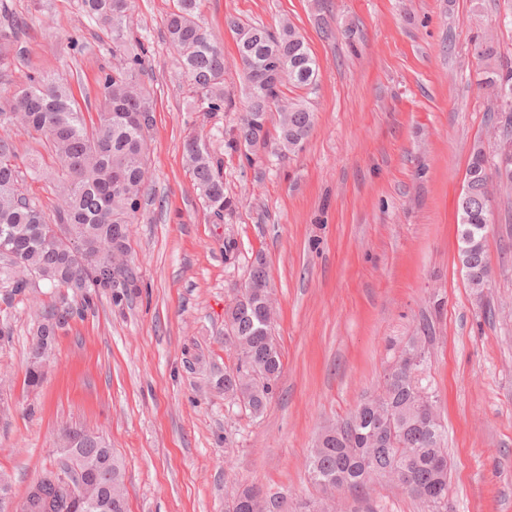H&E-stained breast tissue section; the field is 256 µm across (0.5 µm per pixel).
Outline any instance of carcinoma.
<instances>
[{
    "instance_id": "carcinoma-1",
    "label": "carcinoma",
    "mask_w": 512,
    "mask_h": 512,
    "mask_svg": "<svg viewBox=\"0 0 512 512\" xmlns=\"http://www.w3.org/2000/svg\"><path fill=\"white\" fill-rule=\"evenodd\" d=\"M78 8L110 33L112 58L118 64L105 66L98 79L103 108L97 124L88 127L83 113L73 107L71 90L60 77L31 71L13 96L0 100V287L16 297L33 280H47L81 297L84 306L92 294L112 289L111 250L103 244L129 248L130 225L141 207L148 171V139L153 123V99L146 78L151 71L147 54L129 29L131 0H77ZM199 0H175L166 23L174 64L192 86V111L216 115L232 106L224 95V49L198 19ZM236 35L248 94L238 125L225 149L253 165L258 152L268 146L282 158L300 151L314 123L304 101H285L283 87L313 84L318 74L316 58L296 28L284 22L275 28L226 19ZM27 20L16 15L8 0H0V75L25 55L20 32ZM477 58L487 67V85L512 88V64L503 63L497 44L480 42ZM277 111L275 133L267 126L270 112ZM21 123L48 145L58 163L56 179L69 182L67 192L53 213L28 194L27 178L42 173L37 158L23 159L11 130ZM186 163L205 207L219 220L230 208L224 193V161L197 136L184 141ZM496 173L482 157V144L474 145L466 168L464 188L481 197ZM459 238L474 239L467 254L473 276L468 285L477 293L492 287L486 237L487 205L470 201L457 216ZM55 226L75 248L53 246L44 241L49 226ZM125 291L112 296L120 304L138 288L135 270L125 272ZM256 305L244 307L233 301L224 322L234 335L227 337L238 356L235 371L224 374V398L247 400L244 408L254 416L264 413L273 387L282 371V354L275 338L258 333ZM78 313L63 297L42 311L29 352L27 383L34 387L54 347L53 337L69 326ZM430 358L421 367L423 376L384 374L381 394L364 397L346 421L350 431L331 438L322 447L309 449L305 469L316 487L325 482L336 486V495H364L370 485L393 473L401 476L406 492L436 509L448 501V460L444 426L426 425L419 417L423 391L437 393L429 373ZM80 454L99 463L102 472L124 481L122 459L107 447L83 442ZM68 457L59 467L43 472L28 488V512H89L69 486ZM231 512H288L283 493L258 485L234 489Z\"/></svg>"
}]
</instances>
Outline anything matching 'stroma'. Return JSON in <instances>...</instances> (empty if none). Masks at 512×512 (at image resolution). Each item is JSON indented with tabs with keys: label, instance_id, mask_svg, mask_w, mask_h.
Listing matches in <instances>:
<instances>
[{
	"label": "stroma",
	"instance_id": "obj_1",
	"mask_svg": "<svg viewBox=\"0 0 512 512\" xmlns=\"http://www.w3.org/2000/svg\"><path fill=\"white\" fill-rule=\"evenodd\" d=\"M32 17L26 56L0 93L38 70L67 79L95 122L97 79L111 62L107 32L76 0H12ZM174 0H132L130 23L149 51L154 99L148 180L131 226L140 288L102 294L71 320L37 387L25 383L41 311L60 291L33 281L0 288V473L16 498L61 457L67 426L103 435L125 465L128 512H229L231 488L258 484L315 505L304 467L318 432L376 390L400 346L429 325L431 374L448 428L451 512H512V185L497 187L487 251L492 288L474 294L456 252V200L472 148L491 139L505 104L483 85L475 42L512 61V0H201L200 19L224 47L231 109H190L172 62ZM290 21L320 70L286 88L315 124L285 161L226 153L247 84L225 19ZM83 33L85 47L71 49ZM195 133L224 157L233 205L215 220L183 156ZM263 253L277 298L283 369L261 417L228 403L222 381L237 355L224 311ZM339 512H431L389 480Z\"/></svg>",
	"mask_w": 512,
	"mask_h": 512
}]
</instances>
